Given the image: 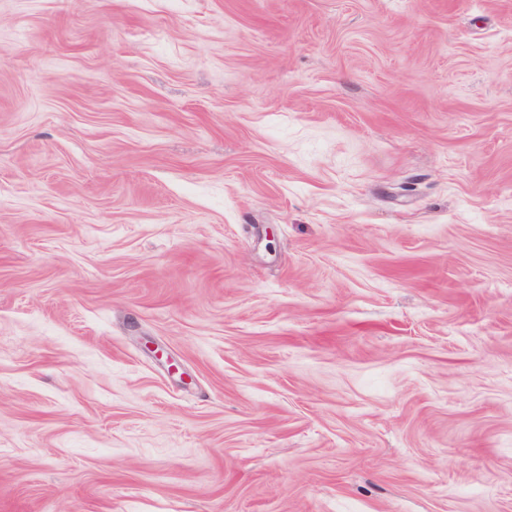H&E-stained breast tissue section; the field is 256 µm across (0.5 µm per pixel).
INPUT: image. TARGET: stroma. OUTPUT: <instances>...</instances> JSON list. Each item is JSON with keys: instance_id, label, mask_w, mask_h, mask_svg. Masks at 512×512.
Returning <instances> with one entry per match:
<instances>
[{"instance_id": "obj_1", "label": "stroma", "mask_w": 512, "mask_h": 512, "mask_svg": "<svg viewBox=\"0 0 512 512\" xmlns=\"http://www.w3.org/2000/svg\"><path fill=\"white\" fill-rule=\"evenodd\" d=\"M0 512H512V0H0Z\"/></svg>"}]
</instances>
